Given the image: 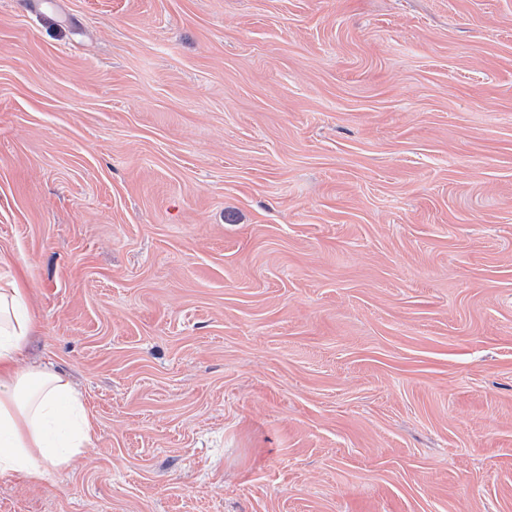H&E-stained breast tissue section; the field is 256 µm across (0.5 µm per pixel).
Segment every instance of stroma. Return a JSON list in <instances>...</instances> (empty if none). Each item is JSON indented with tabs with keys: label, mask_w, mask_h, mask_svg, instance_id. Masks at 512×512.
<instances>
[{
	"label": "stroma",
	"mask_w": 512,
	"mask_h": 512,
	"mask_svg": "<svg viewBox=\"0 0 512 512\" xmlns=\"http://www.w3.org/2000/svg\"><path fill=\"white\" fill-rule=\"evenodd\" d=\"M0 254V512H512V0H0ZM35 329L26 288L9 273L0 285V474L41 482L87 448L96 424L64 376L19 365Z\"/></svg>",
	"instance_id": "obj_1"
}]
</instances>
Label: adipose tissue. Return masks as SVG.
I'll return each instance as SVG.
<instances>
[{
    "instance_id": "obj_1",
    "label": "adipose tissue",
    "mask_w": 512,
    "mask_h": 512,
    "mask_svg": "<svg viewBox=\"0 0 512 512\" xmlns=\"http://www.w3.org/2000/svg\"><path fill=\"white\" fill-rule=\"evenodd\" d=\"M36 322L15 276L0 285V474L41 482L90 444L95 420L59 373L21 367Z\"/></svg>"
}]
</instances>
